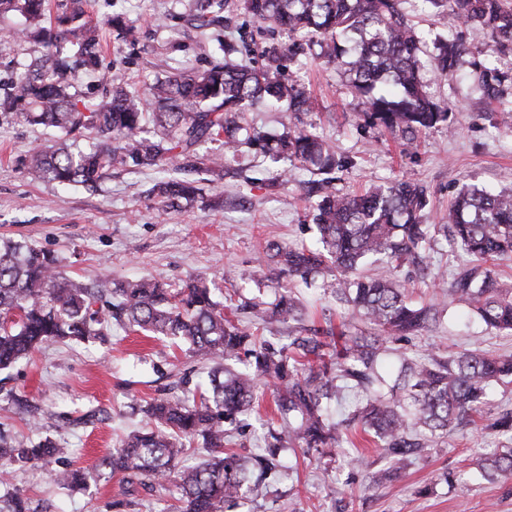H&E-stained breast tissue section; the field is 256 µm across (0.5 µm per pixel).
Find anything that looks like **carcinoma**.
Listing matches in <instances>:
<instances>
[{
	"instance_id": "carcinoma-1",
	"label": "carcinoma",
	"mask_w": 512,
	"mask_h": 512,
	"mask_svg": "<svg viewBox=\"0 0 512 512\" xmlns=\"http://www.w3.org/2000/svg\"><path fill=\"white\" fill-rule=\"evenodd\" d=\"M448 7L468 29L512 53V7L504 0H426ZM84 0H63L55 23L45 25L46 0H0V13L17 12L25 28L13 39L37 41L46 53L16 72L0 94V112L21 115L30 125L60 133L54 144L34 149L26 175L60 185H94L109 170L136 166L163 173L150 195L163 205L193 202L198 181L181 177L203 170L218 178L224 164L244 144L321 175L313 205L317 247L298 251L271 244L262 272L273 280L284 272L309 284L329 262L339 274L336 301L347 305L365 328L345 337L340 350L328 351L318 332L290 336L279 344L240 327L235 309L214 298L202 279L177 291L154 279L114 282L105 277L89 287L61 270L59 259L22 241L0 242V371L15 367L52 341L104 339L117 325L133 332L179 339L190 357L209 368V388L186 389L176 399H156L146 408L148 422L98 460L94 474L61 468L66 449L49 439L28 447L0 438V485L19 462L36 460L50 469L57 484L83 488L91 476L117 477L127 491L144 480L174 482L179 512H224L240 499L267 495L266 479L276 470L283 449L332 456L342 429L360 425L373 433L390 467L369 476L374 487L391 479L410 458L470 414L488 406L492 384L512 378V352L431 353L424 360L402 357L393 384L381 373L388 344L417 336L437 322L434 304L407 300L394 270L413 262L434 240L425 223L426 189L394 180L361 195L341 194L334 181L345 160L316 134L288 128L277 135L252 133L243 125L246 109L259 101L294 113L311 108V96L297 80L279 77V62L308 49L315 58L344 69L364 122L372 127L415 135L448 122V110L427 92L423 70L451 79L463 73L468 48L457 37L427 45L408 23L400 0H243L258 26L299 34L265 65L249 59L245 34L224 41V62L206 69L170 73L147 90L132 89L120 69L100 71L99 26L117 38L136 42L135 26L121 13L98 22L86 16ZM234 0H196L192 21L199 28L235 29ZM483 95L499 97L505 76L489 61L471 63ZM85 76L106 84L105 98L89 101L78 91ZM151 120L152 129L145 128ZM94 135L96 144L75 149L78 139ZM223 141L224 154L201 155V145ZM452 243L473 266L452 275L448 305L467 307L487 327L512 335V288L503 287L492 266L512 260V190L461 189L444 225ZM377 264L382 274L360 267ZM263 325L303 318L291 292L267 307L250 306ZM244 362L246 370L234 368ZM273 387L284 424L269 433L272 441L247 455L229 448L230 426L252 409L259 383ZM362 400L344 419L330 416V405L346 390ZM488 428L512 442V411L498 414ZM195 441L207 457L180 465ZM488 479L512 476V447L477 462ZM0 512H34L19 493L0 495Z\"/></svg>"
}]
</instances>
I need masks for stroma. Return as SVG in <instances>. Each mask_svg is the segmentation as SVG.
<instances>
[{"mask_svg": "<svg viewBox=\"0 0 512 512\" xmlns=\"http://www.w3.org/2000/svg\"><path fill=\"white\" fill-rule=\"evenodd\" d=\"M411 24L427 38H463L471 58L490 53L486 39L476 37L447 8L426 0H402ZM192 0H89L91 20L118 11L139 31L135 45L116 51V34L103 30V69L119 65L127 82L143 89L177 70L202 68L224 59V32L199 29L189 22ZM506 73L502 102L480 100L465 79L430 80L428 91L448 105L449 126L420 134L414 142L400 133L366 127L342 70L298 56L291 78L310 91L313 108L300 122L327 140L349 165L335 187L356 192L369 185L404 179L424 185L429 194L426 221L439 223L449 201L463 184L499 191L512 188V54L498 56ZM55 130L31 126L12 115H0V239L24 240L55 253L62 268L83 283L101 275L112 280L149 277L178 289L192 276L207 279L216 299L270 303L294 290L307 308L303 321L273 323L263 334L270 340L305 335L307 329L350 333L359 322L324 285L336 279L326 268L318 288H307L288 276L266 281L255 276L267 243L294 248L312 246L316 229L310 217L313 176L294 166L281 183L283 163L244 151L223 179L200 172L197 200L169 208L149 200L158 177L153 169L127 167L109 171L97 188L33 183L24 173L33 148L52 144ZM466 257L451 242L438 240L423 251L420 266L398 269L395 277L415 303H441L448 282ZM447 350H512V337L487 329L466 307L453 306L439 325L412 339L395 343L383 367L395 372L400 355L427 357L434 346ZM186 347L163 336H147L113 328L104 341L53 343L13 369L0 372V434L27 446L51 439L66 450L73 469L93 470L97 460L132 431L145 426L141 408L153 398L176 395L179 379L206 390L207 377L194 370ZM257 413L247 416L233 436L232 448L247 453L263 445L278 428L274 393L259 387ZM99 411L84 424L81 416ZM505 437L473 426L449 432L441 442L412 458L400 474L382 486L368 488L369 473L388 468L389 461L372 435L357 433L342 442L332 462L302 453H283L288 478L272 482L266 498L244 500L233 512H512V479L475 477V462L506 445ZM363 454V468L348 459ZM449 473L451 483H432L434 474ZM467 483L466 496L454 486ZM9 490L28 497L49 512H174L178 491L171 484L138 489L127 495L118 479L99 478L87 488L68 490L34 462L16 464Z\"/></svg>", "mask_w": 512, "mask_h": 512, "instance_id": "35a3bbf8", "label": "stroma"}]
</instances>
